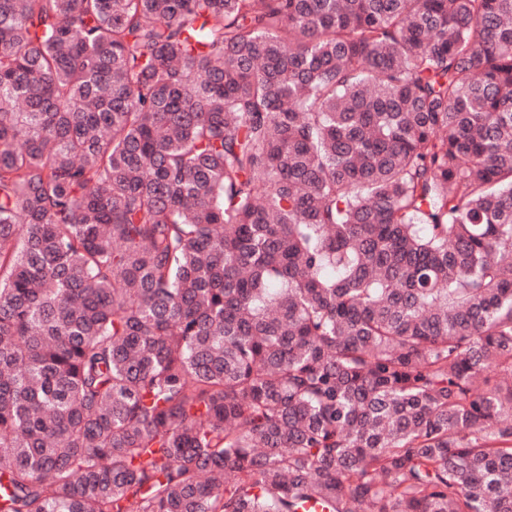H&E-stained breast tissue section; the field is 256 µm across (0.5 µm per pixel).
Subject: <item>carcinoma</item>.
Returning <instances> with one entry per match:
<instances>
[{
  "mask_svg": "<svg viewBox=\"0 0 512 512\" xmlns=\"http://www.w3.org/2000/svg\"><path fill=\"white\" fill-rule=\"evenodd\" d=\"M512 512V0H0V512Z\"/></svg>",
  "mask_w": 512,
  "mask_h": 512,
  "instance_id": "cac0c4a2",
  "label": "carcinoma"
}]
</instances>
